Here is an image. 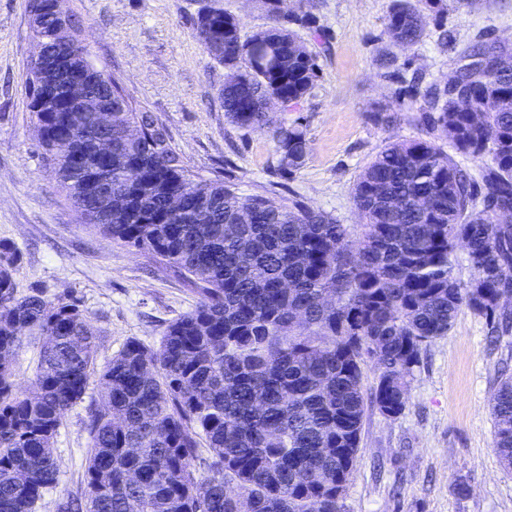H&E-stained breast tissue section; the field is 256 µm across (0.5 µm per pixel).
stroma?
I'll list each match as a JSON object with an SVG mask.
<instances>
[{
    "label": "stroma",
    "mask_w": 512,
    "mask_h": 512,
    "mask_svg": "<svg viewBox=\"0 0 512 512\" xmlns=\"http://www.w3.org/2000/svg\"><path fill=\"white\" fill-rule=\"evenodd\" d=\"M28 0H0V245L15 251L19 294L76 302L98 331L105 364L129 339L158 346L169 322L196 301L191 285L152 253L113 242L90 227L60 189L45 160L24 87L35 52ZM217 6L249 38L269 22L270 0H66L92 61L150 112L188 168L245 196L305 206L358 224L352 203L357 175L389 142L432 136L420 110L397 106L412 73L446 82L461 53L477 41L512 49V0H445L421 41L392 47L385 25L391 0H312L321 38L317 78L283 124H301L307 153L281 167L271 136L238 128L225 116V70L193 36V23ZM453 31L455 46L440 44ZM512 374V330L462 310L447 336L424 346L404 412L389 419L367 409L345 512H512V470L494 444L491 402ZM90 384L55 438L58 481L37 512L77 493L89 444ZM465 492H457V484Z\"/></svg>",
    "instance_id": "stroma-1"
}]
</instances>
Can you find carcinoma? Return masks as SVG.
I'll use <instances>...</instances> for the list:
<instances>
[{
  "label": "carcinoma",
  "instance_id": "carcinoma-1",
  "mask_svg": "<svg viewBox=\"0 0 512 512\" xmlns=\"http://www.w3.org/2000/svg\"><path fill=\"white\" fill-rule=\"evenodd\" d=\"M428 10L442 0H393L385 34L417 44ZM241 39L224 11L201 13L194 36L227 77L226 117L268 133L281 163L302 165L306 133L269 111L296 106L316 78V57L280 23ZM469 63L443 85L404 88L398 103L428 104L432 131L451 134L453 153L432 139L388 144L357 177L350 225L291 199L261 196L193 174L149 112L112 83V147L140 172L131 183L112 168V218L72 174L63 151L90 168V113L60 112L29 94L46 159L82 216L112 240L147 249L194 286V308L165 328L159 346L131 339L103 366L96 330L74 302L20 295L15 252L0 246V512H36L57 481L56 434L65 412L98 378L101 406L89 408L90 444L81 493L57 512H344L367 407L398 417L423 346L448 335L467 308L509 322L512 224V54L477 43ZM138 124L143 137L126 128ZM476 162L462 168L458 158ZM180 196L190 218L170 212ZM472 278L455 277L457 244ZM303 310L297 321L294 313ZM43 342L35 390L14 389L13 363L29 334ZM379 374L365 390L362 365ZM495 448L512 469V374L492 402Z\"/></svg>",
  "mask_w": 512,
  "mask_h": 512
}]
</instances>
